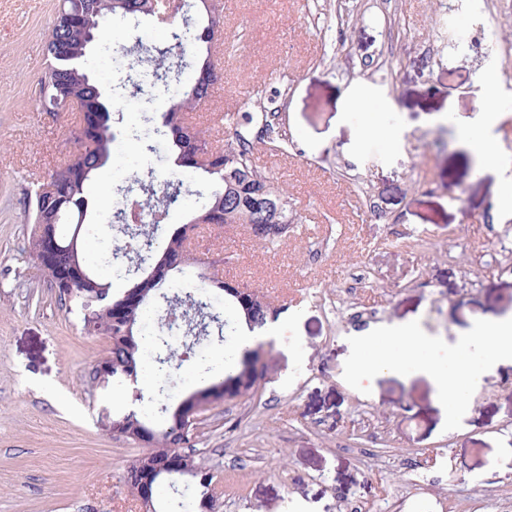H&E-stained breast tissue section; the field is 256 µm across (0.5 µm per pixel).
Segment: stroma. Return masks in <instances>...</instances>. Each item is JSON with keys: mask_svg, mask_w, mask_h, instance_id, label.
<instances>
[{"mask_svg": "<svg viewBox=\"0 0 512 512\" xmlns=\"http://www.w3.org/2000/svg\"><path fill=\"white\" fill-rule=\"evenodd\" d=\"M222 77L192 112L212 137L224 114L252 111L256 90L277 95L285 149L257 145V167L287 189L299 224L280 245L243 228L224 232L219 278L265 294L277 309L276 343L263 345L257 396L198 409L184 446L213 476L215 512H512V369L486 374L466 426L438 431L433 386L422 375L384 377L370 393L343 378L355 329L422 312L430 335L489 312H512V216L496 206V182L460 144L454 121L474 116V81L488 39L512 47V0L490 12L453 15L448 0H221ZM60 0H0V512H141L125 482L142 445L112 434L122 395L142 393L152 413L179 402L206 377L236 326L188 351L179 370L148 385L95 378L110 348L67 312L29 255L25 220L32 185L66 160L75 119L41 111L38 79ZM468 26L473 52L454 53L449 19ZM171 24L113 17L86 67L105 91L127 75L120 47L166 45ZM355 96L364 110L339 113ZM142 101L126 98L114 119L112 157L87 191L100 233L95 271L125 289V263L110 261L112 214L133 173L174 177L164 150L130 135ZM379 134L357 138L365 109ZM404 135L391 144L385 130ZM424 245L397 243V232ZM475 280L463 275L475 255ZM57 394H44L41 383Z\"/></svg>", "mask_w": 512, "mask_h": 512, "instance_id": "stroma-1", "label": "stroma"}]
</instances>
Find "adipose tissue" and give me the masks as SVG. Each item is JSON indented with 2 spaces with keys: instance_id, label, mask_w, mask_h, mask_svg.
<instances>
[{
  "instance_id": "ef3b65f1",
  "label": "adipose tissue",
  "mask_w": 512,
  "mask_h": 512,
  "mask_svg": "<svg viewBox=\"0 0 512 512\" xmlns=\"http://www.w3.org/2000/svg\"><path fill=\"white\" fill-rule=\"evenodd\" d=\"M475 85L478 112L473 118L458 122L457 134L480 166L496 175L499 210L512 213V158L502 150L494 135L495 129L507 117L506 111L498 106V72L491 67L482 68Z\"/></svg>"
}]
</instances>
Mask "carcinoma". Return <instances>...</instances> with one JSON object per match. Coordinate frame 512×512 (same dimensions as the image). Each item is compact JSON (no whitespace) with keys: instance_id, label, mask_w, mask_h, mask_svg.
Wrapping results in <instances>:
<instances>
[{"instance_id":"cac0c4a2","label":"carcinoma","mask_w":512,"mask_h":512,"mask_svg":"<svg viewBox=\"0 0 512 512\" xmlns=\"http://www.w3.org/2000/svg\"><path fill=\"white\" fill-rule=\"evenodd\" d=\"M159 3L150 0H61L53 20L51 36L46 44L48 63L38 80V105L44 112H73L81 114V126L75 133L76 148L67 162L51 176L52 190L40 193L41 185L28 191L27 221L34 224L53 222L56 235L65 241L67 251L62 260H74L86 270L88 279L72 291L60 284L55 285L59 300L77 303L84 311V329L107 337L111 342L108 355L101 361L110 369L112 377L137 380L141 365L145 362L146 337L142 331L146 317L157 314L153 301L157 291L163 288H179V280L187 268H198L197 279L202 288H215L228 298V312L242 320L249 329L263 327L276 318L277 313L267 298L258 293L247 294L237 284L211 277L206 272L208 262L197 252L187 248L188 237L185 226L174 230L163 242L157 241L154 231L147 225L131 224L125 211L113 213V225L125 237L114 245L112 256L127 260V291L144 295V302L125 309L124 319L114 323L105 315L108 305L124 304L125 295L112 293V283L103 280L89 266L83 232L87 225L78 223L79 211L89 205L87 186L96 170L110 159L115 133L112 124V100L102 91L84 67L87 48L83 43L85 30L96 34L106 18L113 15L154 16ZM203 29L209 35L214 29H224L223 11L213 8L203 13ZM169 46L154 48L143 53L142 48L132 46L124 49L123 55L130 58L129 70L145 64L149 68L152 84L166 89L177 87V98L172 100L162 113L159 125L153 119L144 118V125L134 130L136 140L145 144L149 152L156 151L159 138L167 139L170 159L181 173L192 172L209 187L208 194L200 206L190 211L189 222L197 229L196 221L209 222V227L224 229L246 226L249 235L264 245H275L288 237L283 228L293 229L298 218L288 200L287 191L274 179L258 170L254 161L255 146L259 143L280 147L283 135L274 123L275 113L268 111L263 102H258L259 111L246 112L243 122L235 124L224 138L212 140L205 131L187 121V114L206 102L214 82L208 74L215 69L212 61L211 38L194 35L189 44L183 29L174 27L169 34ZM192 53L198 58L193 75L183 78V57ZM140 190L135 197L142 210L166 213L172 206L183 203L186 189L178 180L166 181L158 186L139 176L132 184L122 189L124 198ZM175 316L158 321V332L152 345L166 349L157 353L154 362L167 367L176 357L170 344L174 329L182 330L181 340L197 344L201 339L217 335L224 338L227 320L210 309V304L187 292L175 295L165 308ZM261 352L258 348L240 351L236 369L214 376L209 384L198 388L177 406L161 407L163 418L154 423L131 411L122 416L127 424L112 429L114 436L130 439L126 431L132 426L150 428L159 433L154 447L157 455L164 457L178 453L189 441L193 425L182 419L186 406L202 407L218 400H233L252 395L259 389Z\"/></svg>"}]
</instances>
